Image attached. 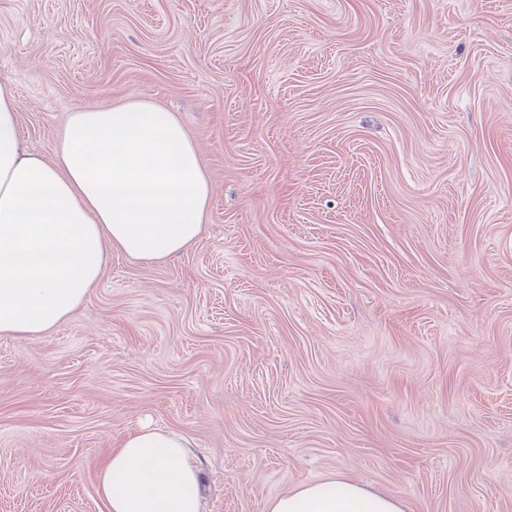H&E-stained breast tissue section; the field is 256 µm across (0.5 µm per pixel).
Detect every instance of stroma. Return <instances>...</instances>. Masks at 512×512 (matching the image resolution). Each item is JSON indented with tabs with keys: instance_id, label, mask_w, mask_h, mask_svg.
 Here are the masks:
<instances>
[{
	"instance_id": "stroma-1",
	"label": "stroma",
	"mask_w": 512,
	"mask_h": 512,
	"mask_svg": "<svg viewBox=\"0 0 512 512\" xmlns=\"http://www.w3.org/2000/svg\"><path fill=\"white\" fill-rule=\"evenodd\" d=\"M0 81L48 160L75 109L173 112L212 188L184 252L0 337V512H105L146 424L204 512L336 473L512 512V0H0Z\"/></svg>"
}]
</instances>
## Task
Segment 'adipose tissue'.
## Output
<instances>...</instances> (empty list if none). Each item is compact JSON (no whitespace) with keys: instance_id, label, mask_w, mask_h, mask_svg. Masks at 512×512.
Listing matches in <instances>:
<instances>
[{"instance_id":"1","label":"adipose tissue","mask_w":512,"mask_h":512,"mask_svg":"<svg viewBox=\"0 0 512 512\" xmlns=\"http://www.w3.org/2000/svg\"><path fill=\"white\" fill-rule=\"evenodd\" d=\"M211 189L173 113L130 99L70 113L55 160L28 150L15 91L0 82V335L40 336L97 285L107 250L160 260L203 231ZM181 433L146 426L97 469L106 512H203ZM266 512H406L401 499L343 476L301 484Z\"/></svg>"}]
</instances>
